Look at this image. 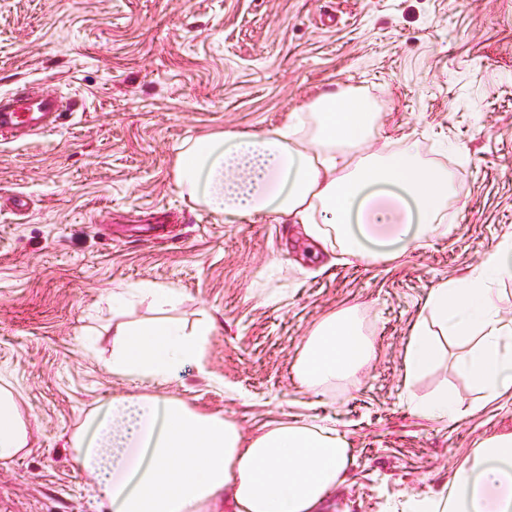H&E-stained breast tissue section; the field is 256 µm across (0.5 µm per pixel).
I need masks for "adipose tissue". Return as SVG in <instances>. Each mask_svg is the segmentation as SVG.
Returning a JSON list of instances; mask_svg holds the SVG:
<instances>
[{
    "label": "adipose tissue",
    "instance_id": "obj_1",
    "mask_svg": "<svg viewBox=\"0 0 512 512\" xmlns=\"http://www.w3.org/2000/svg\"><path fill=\"white\" fill-rule=\"evenodd\" d=\"M302 139L303 115L288 113L261 133L214 132L185 142L174 167L176 185L225 222L275 216L305 234L362 256L369 240L406 250L437 232L431 219L452 193L447 171L424 165L412 148L374 152L350 161L371 138L379 114L367 98L343 89L320 93ZM512 278V238L478 267L429 292L405 347L404 383L442 364L447 341L469 344L459 372L486 399L512 392V316L498 304V286ZM211 318L187 328L172 319L116 324L113 376L159 387L189 363H200ZM375 356L353 309L323 319L293 367L297 381L317 387L354 375ZM29 447L13 395L0 388V461ZM74 463L97 481L109 512H318L353 462L335 428L280 422L251 436L222 415L157 394L113 398L89 432L71 440ZM512 433L487 438L476 460L455 474L449 494L429 512H512Z\"/></svg>",
    "mask_w": 512,
    "mask_h": 512
}]
</instances>
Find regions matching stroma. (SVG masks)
<instances>
[{
	"label": "stroma",
	"instance_id": "stroma-1",
	"mask_svg": "<svg viewBox=\"0 0 512 512\" xmlns=\"http://www.w3.org/2000/svg\"><path fill=\"white\" fill-rule=\"evenodd\" d=\"M70 99L50 133L0 141V386L31 430L0 462V512H96L69 439L135 390L112 377L117 288L170 287L172 318H212L201 364L167 395L250 435L301 421L344 433L353 463L328 512H411L448 489L479 443L512 433V396L478 406L463 345L406 387L409 331L429 290L512 236V0H0V93ZM347 87L378 112L377 144L448 171V230L386 260L321 249L300 225L235 224L175 186L182 144L280 125ZM177 213L174 237L159 235ZM354 308L376 348L349 378L309 388L293 364L315 326ZM448 387L469 412L412 413Z\"/></svg>",
	"mask_w": 512,
	"mask_h": 512
}]
</instances>
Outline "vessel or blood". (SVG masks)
<instances>
[{
	"label": "vessel or blood",
	"mask_w": 512,
	"mask_h": 512,
	"mask_svg": "<svg viewBox=\"0 0 512 512\" xmlns=\"http://www.w3.org/2000/svg\"><path fill=\"white\" fill-rule=\"evenodd\" d=\"M67 100L54 92L21 88L0 94V139L52 132L68 111Z\"/></svg>",
	"instance_id": "obj_1"
}]
</instances>
